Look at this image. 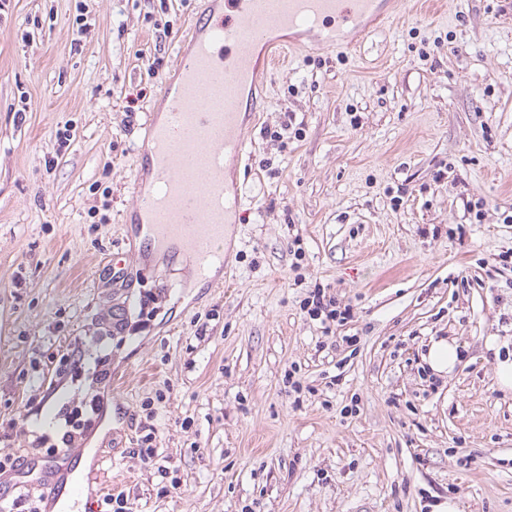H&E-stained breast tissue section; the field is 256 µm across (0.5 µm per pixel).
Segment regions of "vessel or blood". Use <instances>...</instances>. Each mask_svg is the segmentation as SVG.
<instances>
[{
  "label": "vessel or blood",
  "mask_w": 512,
  "mask_h": 512,
  "mask_svg": "<svg viewBox=\"0 0 512 512\" xmlns=\"http://www.w3.org/2000/svg\"><path fill=\"white\" fill-rule=\"evenodd\" d=\"M396 9V0H205L176 82L163 91L165 117L148 125L139 158L154 185L138 192L134 213L146 217L157 248L184 244L200 276L224 264L227 227L240 207L226 162L246 149L245 94L261 77L260 64L242 62V54L259 51L261 64H275L277 46L350 49ZM84 454L74 451L68 469L43 470L47 499L64 502L65 512H98L96 477L80 471Z\"/></svg>",
  "instance_id": "vessel-or-blood-1"
}]
</instances>
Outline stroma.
Returning <instances> with one entry per match:
<instances>
[{
	"label": "stroma",
	"mask_w": 512,
	"mask_h": 512,
	"mask_svg": "<svg viewBox=\"0 0 512 512\" xmlns=\"http://www.w3.org/2000/svg\"><path fill=\"white\" fill-rule=\"evenodd\" d=\"M201 5L0 12V454L29 459L64 402L101 392L84 444L125 512H512V0H405L356 49L277 65L220 288L185 257L137 260L127 223ZM317 286L352 321L310 316ZM441 337L461 357L438 377ZM424 360L433 373L444 376L453 370L459 360L458 347L445 338L431 341Z\"/></svg>",
	"instance_id": "35a3bbf8"
}]
</instances>
